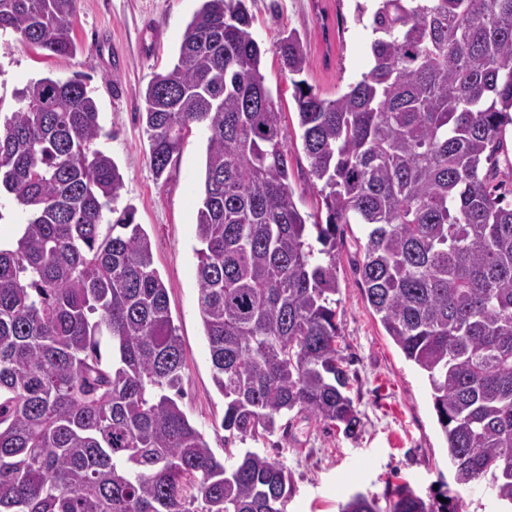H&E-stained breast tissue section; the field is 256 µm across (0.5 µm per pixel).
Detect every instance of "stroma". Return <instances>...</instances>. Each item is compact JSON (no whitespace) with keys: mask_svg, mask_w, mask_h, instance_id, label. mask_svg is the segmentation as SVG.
Masks as SVG:
<instances>
[{"mask_svg":"<svg viewBox=\"0 0 512 512\" xmlns=\"http://www.w3.org/2000/svg\"><path fill=\"white\" fill-rule=\"evenodd\" d=\"M201 0H77L71 19L77 52L58 56L19 40L0 43V110L14 107L16 89L49 76H81L91 89L108 138L99 143L124 175L118 207L132 206L152 242L185 356L181 405L216 455L224 453V398L213 382L195 276L206 135L193 129L169 173L156 177L140 118L142 95L154 75L175 60ZM264 54L260 72L278 98L291 136L288 164L298 208L317 214L321 199L308 179L309 160L298 132L292 77L282 68L279 42L296 30L308 59L302 77L331 99L371 67L368 21L358 7L373 0H248ZM364 228L346 225L336 249L341 344L351 360V396L360 423L353 435L296 417L287 432L246 440L284 464L291 476L287 512H341L362 494L387 508L397 487H409L435 512H497L482 487L455 484L445 439L422 371L405 359L369 307L357 267Z\"/></svg>","mask_w":512,"mask_h":512,"instance_id":"35a3bbf8","label":"stroma"}]
</instances>
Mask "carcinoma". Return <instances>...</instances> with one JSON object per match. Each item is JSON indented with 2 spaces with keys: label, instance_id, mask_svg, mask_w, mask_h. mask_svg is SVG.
Returning a JSON list of instances; mask_svg holds the SVG:
<instances>
[{
  "label": "carcinoma",
  "instance_id": "1",
  "mask_svg": "<svg viewBox=\"0 0 512 512\" xmlns=\"http://www.w3.org/2000/svg\"><path fill=\"white\" fill-rule=\"evenodd\" d=\"M246 2L202 0L142 111L159 178L206 134L196 280L224 445L293 411L352 432L336 247L361 224L368 303L427 376L456 484L512 509V0H377L369 71L334 99L294 82L326 213L312 224ZM75 5L0 0V38L73 55ZM279 52L307 68L296 31ZM102 131L79 78L30 81L0 118V191L23 226L0 247V512H285L286 467L218 458L179 405L167 288L132 208H115ZM344 512L378 508L357 494ZM389 512L433 506L403 486Z\"/></svg>",
  "mask_w": 512,
  "mask_h": 512
}]
</instances>
